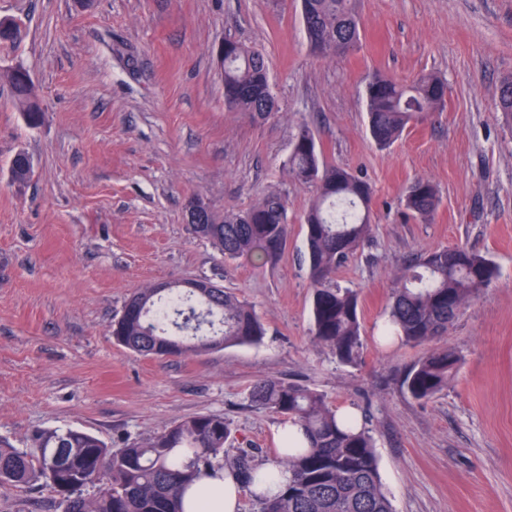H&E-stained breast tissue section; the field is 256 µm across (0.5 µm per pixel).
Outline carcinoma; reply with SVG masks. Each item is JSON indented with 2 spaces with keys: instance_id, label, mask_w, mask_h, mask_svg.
<instances>
[{
  "instance_id": "obj_1",
  "label": "carcinoma",
  "mask_w": 512,
  "mask_h": 512,
  "mask_svg": "<svg viewBox=\"0 0 512 512\" xmlns=\"http://www.w3.org/2000/svg\"><path fill=\"white\" fill-rule=\"evenodd\" d=\"M304 33L319 56L349 53L360 39L357 0H301ZM14 99L29 125L40 113L31 80L8 75ZM224 105L229 111L263 118L276 111L261 50L228 39L224 48ZM445 81L422 73L400 81L380 72L365 87L367 128L385 149L412 123L445 108ZM501 120L512 127V78L502 81L495 101ZM11 181L27 183L33 162L23 152L10 164ZM288 173L312 188L304 216V261L312 288L311 333L336 360L357 365L364 350L359 293L333 284L339 265L372 235L371 184L350 169L327 165L308 127L300 129L288 158ZM439 203L436 186L415 180L403 197L405 209L427 220ZM288 198L267 192L251 209L203 213L192 233L224 257L276 262L288 241ZM487 255L463 246L432 250L396 277L381 339L422 344L441 335L459 310L497 277ZM266 329L253 307L221 287L192 290L137 288L112 325V337L145 357H181L230 346L256 345ZM461 362L453 349L431 351L406 370L401 387L416 400L448 390ZM251 407L295 425L304 441L285 436L279 465L288 483L279 493L260 473L254 456L226 458L231 422L222 414L185 418L163 432L121 448L75 428L43 429L33 447L13 448L0 440V489L43 481L57 493L63 512H184L182 492L210 471L228 469L256 502L257 512H394L378 467L367 420L345 415L316 389L277 377L252 384ZM93 495L86 494L89 489Z\"/></svg>"
}]
</instances>
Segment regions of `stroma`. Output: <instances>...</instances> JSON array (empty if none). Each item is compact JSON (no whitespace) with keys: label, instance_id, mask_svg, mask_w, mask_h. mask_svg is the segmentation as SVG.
<instances>
[{"label":"stroma","instance_id":"1","mask_svg":"<svg viewBox=\"0 0 512 512\" xmlns=\"http://www.w3.org/2000/svg\"><path fill=\"white\" fill-rule=\"evenodd\" d=\"M361 40L324 59L307 43L300 0H0L22 29L0 44V438L31 445L41 429L78 428L112 447L190 416L224 415L228 456L273 463L280 422L250 407L251 384L297 381L366 415L395 512H512V130L495 111L512 77V0H360ZM263 51L278 110L264 119L224 106L219 48ZM23 65L43 118L28 125L8 71ZM445 79L444 111L377 149L365 83ZM327 163L374 189L372 238L335 281L360 293L365 346L339 364L311 333L303 263L309 188L286 163L301 124ZM33 160L11 182L17 152ZM431 180V221L402 199ZM286 191L289 234L272 264L228 259L195 237L186 205L249 209ZM466 246L498 268L493 283L430 344L380 345L400 269ZM207 279L254 306L261 344L180 358L143 357L112 325L137 288ZM461 357L449 387L419 401L400 387L430 349ZM0 512H62L46 484L0 493ZM9 173L14 184L23 185L31 179L33 162L28 155L18 152L11 161Z\"/></svg>","mask_w":512,"mask_h":512}]
</instances>
